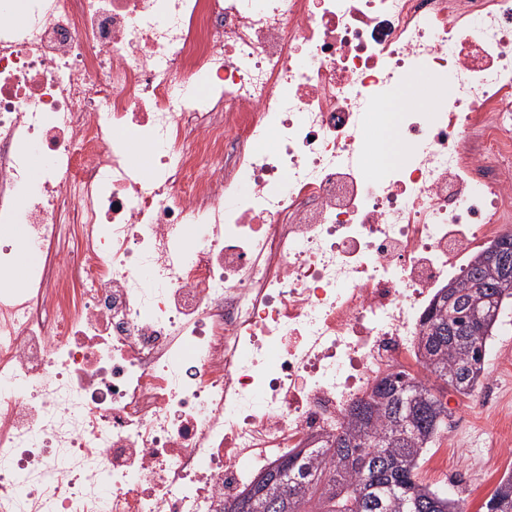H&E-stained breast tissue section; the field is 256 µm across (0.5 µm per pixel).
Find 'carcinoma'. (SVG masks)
Listing matches in <instances>:
<instances>
[{"instance_id": "obj_1", "label": "carcinoma", "mask_w": 512, "mask_h": 512, "mask_svg": "<svg viewBox=\"0 0 512 512\" xmlns=\"http://www.w3.org/2000/svg\"><path fill=\"white\" fill-rule=\"evenodd\" d=\"M498 242L507 246L498 259L478 255L432 304L419 347L434 383L421 382L414 407L395 397L414 376H385L323 447L282 458L263 474L267 481H257L225 512H465L463 500L424 483L418 469L448 432L444 391L474 393L498 312L512 303V277L499 274L502 260L512 264V234ZM485 509L512 512V476L501 480Z\"/></svg>"}]
</instances>
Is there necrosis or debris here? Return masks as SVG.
<instances>
[{
	"label": "necrosis or debris",
	"mask_w": 512,
	"mask_h": 512,
	"mask_svg": "<svg viewBox=\"0 0 512 512\" xmlns=\"http://www.w3.org/2000/svg\"><path fill=\"white\" fill-rule=\"evenodd\" d=\"M0 223V512H224L421 370L438 288L512 231V0H0ZM476 414L475 500L512 465L497 385ZM472 432L467 434L463 441H458V446L460 448H467L469 450H472L473 453H476V459L479 452H486L488 448H490V442L487 441L486 435H481L482 433L478 431V429L471 428ZM468 443V444H467ZM475 459L474 463V469L472 472V478L476 481L479 480L482 477L481 468L478 465V460Z\"/></svg>",
	"instance_id": "necrosis-or-debris-1"
}]
</instances>
